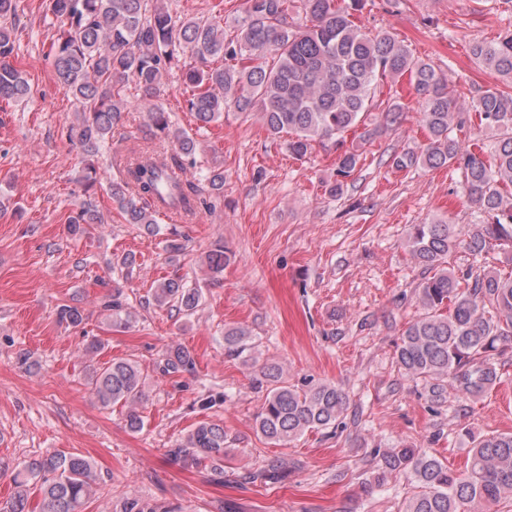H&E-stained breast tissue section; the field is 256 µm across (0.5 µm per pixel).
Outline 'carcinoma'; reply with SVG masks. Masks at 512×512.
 Masks as SVG:
<instances>
[{"label":"carcinoma","instance_id":"carcinoma-1","mask_svg":"<svg viewBox=\"0 0 512 512\" xmlns=\"http://www.w3.org/2000/svg\"><path fill=\"white\" fill-rule=\"evenodd\" d=\"M363 0H246L244 15L232 34L217 16L181 17L159 0H50L52 14L62 27L52 50V65L65 92L74 101L76 123L68 138L85 162L84 191L97 181L101 148L130 105L129 93L140 94L146 109L145 135L171 144V152L153 143L130 149L122 174L112 180V203L128 224L151 235L160 232L156 214L162 208L186 215L196 212L206 197L224 196V171L207 168L189 177L196 166L198 140L177 128L163 105L154 102L164 78L179 57L189 55L195 65L184 75L191 88L187 109L202 129L224 119L227 112H256L272 139L288 135L283 145L302 160L314 143L336 153V168L328 191L340 195L357 170L361 148L379 133L369 122L372 110L385 106L387 122L402 116L399 92L403 77L424 100L419 123L427 144L419 152L391 156L398 170L422 164L453 166L463 175L467 200L484 216L460 238L445 219L416 224L407 245L425 276L417 285L423 313L408 324L396 347V363L403 374L428 387L432 403L448 396L476 399L500 382L494 355L512 342V273L487 267L456 271L448 257L459 245L474 256L495 248L512 261V95L487 90L471 105L478 127L492 142L478 150L463 144L455 128L466 111L448 85V77L429 63L413 58L397 35H373L358 23ZM14 42L0 27V101L28 98L32 88L11 62ZM471 53L484 67L512 82V30L494 43H475ZM393 92L384 94V87ZM357 134L351 139L349 135ZM102 218L88 201L69 225L78 233L83 224ZM229 256L217 245L203 259L212 277L223 274ZM159 306H173L191 316L201 293L179 277L164 278L153 290ZM58 320L78 326L81 311L58 308ZM247 331H227L228 354L238 356L248 346ZM191 351L171 347L160 365L165 374L194 369ZM269 389L257 414V431L275 444L290 442L312 429L329 428L347 410V397L336 385L322 383L298 390L280 380L271 364L264 373ZM101 406L119 404L131 432L144 428L140 406L145 399L139 364L130 360L104 363L92 379ZM471 443L469 461L461 472L418 448H388L379 452L374 484L381 487L392 474L404 477L412 493L400 512H492L512 500V432L476 436L461 429ZM224 427L201 422L169 449V455L191 465L207 464L215 480L224 478ZM288 477L282 462L253 475L264 482ZM14 495L0 512H28L30 486L41 494V512H83L96 494L99 478L92 462L77 453H54L24 461L13 474Z\"/></svg>","mask_w":512,"mask_h":512}]
</instances>
